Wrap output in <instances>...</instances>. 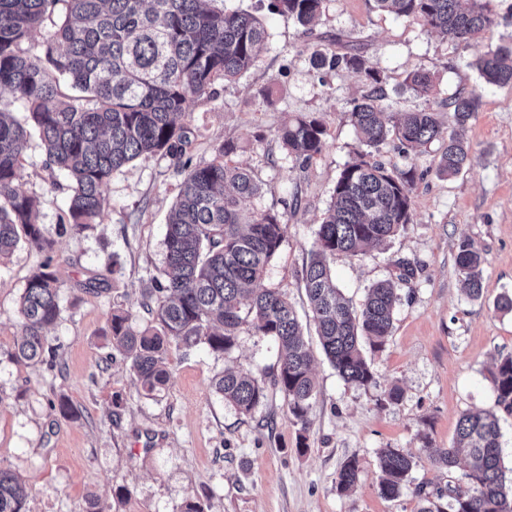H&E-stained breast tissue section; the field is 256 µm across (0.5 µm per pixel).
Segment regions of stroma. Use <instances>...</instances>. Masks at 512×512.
<instances>
[{"label": "stroma", "mask_w": 512, "mask_h": 512, "mask_svg": "<svg viewBox=\"0 0 512 512\" xmlns=\"http://www.w3.org/2000/svg\"><path fill=\"white\" fill-rule=\"evenodd\" d=\"M268 4L215 0L216 7L260 16L268 39L256 66L235 81L216 83L214 99L189 100L192 134L185 156L195 165L208 163L225 141L235 143L233 162L249 168L263 187L251 208L287 216L265 282L298 312L307 310L300 271L336 179L358 147L350 102L366 90L359 73L313 67V47L354 48L383 69L394 112L437 106L448 127V97L482 95L466 131L467 169L442 175L440 145L430 144L416 160L424 177L413 193L407 229L331 262L337 286L357 306L370 285L393 274L397 261L417 266L415 279L401 290L384 348L365 352L377 384L364 389L345 383L314 329L306 328L318 393L306 422H297L287 398L270 385L278 364L275 342L246 327L228 355L170 346V380L160 393L146 395L105 332L116 309L128 311L134 326L152 324L141 293L162 275L165 224L184 175L163 153L127 164L103 188L100 222L74 233L67 229L70 181L46 170L41 146L30 142L18 183L36 197L37 222L53 248L47 254L22 244L0 261V467L26 485L28 512H183L191 501L204 512H418L416 486L464 479L463 467L446 471L424 449L451 447L464 412L496 410L490 373L498 357L512 355V313L494 307L500 294L512 293V87H484L471 66L488 41L512 43V0H492L491 40L466 46L381 12L373 0H325L309 34ZM417 67L435 77L431 97L416 95L404 82ZM298 114L314 115L327 127L322 154L304 168L277 136ZM463 239L483 257L484 297L478 301L463 293L456 267ZM47 259L66 282L60 316L45 332L47 348L61 363L54 370L10 357L20 338L24 282ZM92 274L105 279V289L82 288ZM228 368L268 382L252 414H240L215 392L214 379ZM394 385L402 398L391 404L384 394ZM61 398L76 415L53 409ZM496 412L504 465L511 469L512 413ZM385 448L417 460L409 483L392 499L378 490V456ZM352 457L359 479L342 494L336 475Z\"/></svg>", "instance_id": "stroma-1"}]
</instances>
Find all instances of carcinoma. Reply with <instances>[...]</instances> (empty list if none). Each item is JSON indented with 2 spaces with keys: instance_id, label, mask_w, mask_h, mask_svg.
<instances>
[{
  "instance_id": "cac0c4a2",
  "label": "carcinoma",
  "mask_w": 512,
  "mask_h": 512,
  "mask_svg": "<svg viewBox=\"0 0 512 512\" xmlns=\"http://www.w3.org/2000/svg\"><path fill=\"white\" fill-rule=\"evenodd\" d=\"M323 0H272L279 14L307 27L321 13ZM62 5L54 31L39 41L44 21ZM377 9L411 19L457 45L492 32L491 0H374ZM267 39L262 20L245 11L207 7V0H0V91L9 90L24 108L23 119L0 110V260L24 242L39 250L51 240L35 223V199L19 189L18 170L31 139L40 141L50 172L71 182L69 230L97 222L105 208L103 187L127 163L164 152L186 172L164 237L163 280L152 279L143 307L156 325L132 326L129 314L112 313V348L129 361L143 390L165 389L170 374L167 347L205 345L230 354L239 332L249 327L278 345L273 385L285 395L291 415L307 424L316 393L313 358L293 305L264 284L266 266L284 238L286 214L271 210L244 213L246 202L260 196L261 184L232 164L236 146L224 142L219 157L190 167L182 161L190 128L185 123L191 97L211 93L218 81H233L254 66ZM318 69H347L363 77L369 91L351 101L350 123L361 151L336 180L331 203L318 225L315 249L302 268L303 282L322 350L346 383L376 384L363 354L362 339L383 348L391 334L400 300L397 287L409 283L415 268L396 265L393 278L372 285L355 309L333 282L328 258L356 255L382 243L412 221V197L418 179L410 163L387 168L375 158L392 140L411 159L442 136L437 110L391 112L385 104V76L358 53L312 51ZM487 87L512 85V44H490L473 62ZM411 89L428 97L431 73L416 68L407 75ZM80 92L64 97L62 84ZM481 94L448 98L453 127L442 145L439 170L452 177L470 163L466 139ZM288 155L304 165L321 155L327 128L308 114L278 130ZM456 266L463 292L471 300L483 294L482 258L468 239L457 245ZM64 282L47 258L26 278L18 303L20 336L11 352L20 363L44 361V330L60 315ZM496 404L512 413V355L501 358L491 374ZM215 390L244 415L266 398L265 384L243 372L226 371ZM499 419L493 411L466 412L457 424L455 446L428 448V457L453 471L458 451L467 452L466 485L448 477L445 487L419 486V512H512V480L506 481ZM416 465L394 448L379 456L380 494L397 496ZM359 462L340 467L338 491L352 489ZM28 493L17 476L0 468V512H27Z\"/></svg>"
}]
</instances>
